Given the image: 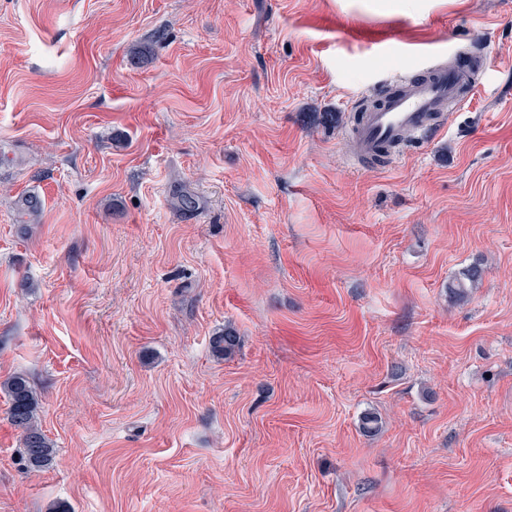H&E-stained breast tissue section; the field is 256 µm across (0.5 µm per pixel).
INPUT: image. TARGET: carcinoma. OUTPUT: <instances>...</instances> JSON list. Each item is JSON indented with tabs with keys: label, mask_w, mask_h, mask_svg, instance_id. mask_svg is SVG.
Instances as JSON below:
<instances>
[{
	"label": "carcinoma",
	"mask_w": 512,
	"mask_h": 512,
	"mask_svg": "<svg viewBox=\"0 0 512 512\" xmlns=\"http://www.w3.org/2000/svg\"><path fill=\"white\" fill-rule=\"evenodd\" d=\"M177 208L185 214L193 213L198 206L196 197L181 186L172 192ZM17 211L21 225L38 218L42 212L40 197L31 193L21 197L17 202ZM482 278V271L472 267L464 277L449 286L450 291L463 293L474 287ZM239 345V336L226 327L215 334L211 340L212 351L226 358L232 356ZM9 402L8 416L11 424L21 436V460L30 471H41L54 460L56 449L54 442L43 431L39 420V400L29 378L19 374L7 379L0 386Z\"/></svg>",
	"instance_id": "1"
}]
</instances>
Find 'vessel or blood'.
<instances>
[{"label": "vessel or blood", "instance_id": "b4317fda", "mask_svg": "<svg viewBox=\"0 0 512 512\" xmlns=\"http://www.w3.org/2000/svg\"><path fill=\"white\" fill-rule=\"evenodd\" d=\"M467 71L438 67L422 77L397 76L393 94L382 104L364 111L356 130L359 152L372 157L382 147L423 143L434 130L446 125L460 103Z\"/></svg>", "mask_w": 512, "mask_h": 512}]
</instances>
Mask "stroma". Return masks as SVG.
<instances>
[{"label":"stroma","instance_id":"obj_1","mask_svg":"<svg viewBox=\"0 0 512 512\" xmlns=\"http://www.w3.org/2000/svg\"><path fill=\"white\" fill-rule=\"evenodd\" d=\"M474 49L433 141L352 161L355 106ZM16 374L57 452L0 393V512H512V0H0ZM17 211L21 225L27 226L30 221L40 216L42 212V201L37 194H28L18 200ZM239 345V336L236 332L225 327L224 330L215 334L211 340L212 351L224 358L231 357ZM9 402L8 416L21 436V460L30 471H41L54 460V442L43 431L39 420V400L29 378L19 374L1 385Z\"/></svg>","mask_w":512,"mask_h":512}]
</instances>
